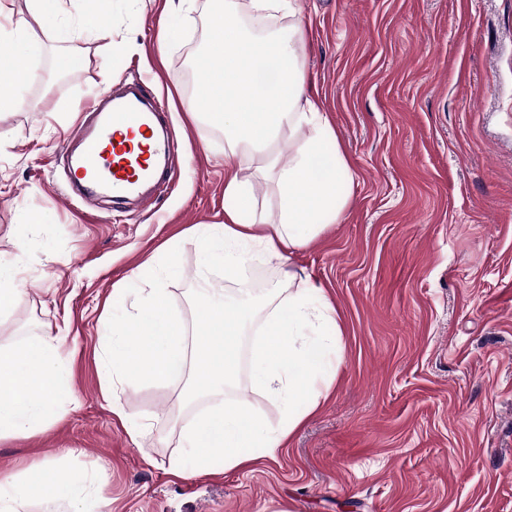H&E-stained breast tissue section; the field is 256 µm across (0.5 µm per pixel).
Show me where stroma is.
<instances>
[{
  "instance_id": "obj_1",
  "label": "stroma",
  "mask_w": 512,
  "mask_h": 512,
  "mask_svg": "<svg viewBox=\"0 0 512 512\" xmlns=\"http://www.w3.org/2000/svg\"><path fill=\"white\" fill-rule=\"evenodd\" d=\"M165 0H112L111 40L48 38L41 82L0 122V259L23 288L0 344L52 336L76 401L28 436L0 440V477L30 483L20 512H73L53 476L91 477L102 512H512V0H304L308 77L353 174L349 203L292 263L321 283L344 356L325 400L252 468L174 476L181 433L208 409L189 374L105 396L102 319L132 272L160 277L194 324L204 269L192 229L224 221V136L190 118L184 71L208 0L172 19ZM121 43L113 52L112 43ZM60 53L85 60L76 74ZM144 74L184 146L180 173L145 209L69 203L55 154L102 87ZM27 212L44 215L26 224ZM173 264L177 273L160 275ZM237 378L278 426L288 408ZM142 424L138 437L127 432Z\"/></svg>"
}]
</instances>
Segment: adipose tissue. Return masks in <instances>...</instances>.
<instances>
[{"instance_id": "ef3b65f1", "label": "adipose tissue", "mask_w": 512, "mask_h": 512, "mask_svg": "<svg viewBox=\"0 0 512 512\" xmlns=\"http://www.w3.org/2000/svg\"><path fill=\"white\" fill-rule=\"evenodd\" d=\"M62 2L29 0L26 16L0 24V43H8L13 54L9 74L0 78L1 113L19 107L24 89L39 80L33 63L47 50L45 34L68 38V27L59 23ZM281 15L288 18L287 28L268 31ZM305 23L303 0H224L215 6L207 18L206 50L196 63L203 88L186 103L192 119L224 135V150L215 156L224 165V221L195 227L200 260L220 265L225 280L234 283L252 261L275 265L284 299L262 316L248 298L210 289L189 331L173 315L163 289L154 287L127 317L103 319L112 338L104 360L111 379L165 384L189 358L193 392L213 401L184 436V451L171 468L178 477L209 474L217 457L225 468L236 469L274 456L328 397L334 361L343 355L336 312L323 285L286 257L340 221L351 182L336 133L307 79ZM285 130L304 138L284 155L272 144ZM258 181L274 187L277 210L258 207ZM258 316L263 322L253 349L252 383L288 398V415L275 429L250 413L245 401L224 402L226 389L235 385L242 338ZM74 400L52 340L0 345V438L48 426L62 404Z\"/></svg>"}]
</instances>
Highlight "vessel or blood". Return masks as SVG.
<instances>
[{
  "instance_id": "1",
  "label": "vessel or blood",
  "mask_w": 512,
  "mask_h": 512,
  "mask_svg": "<svg viewBox=\"0 0 512 512\" xmlns=\"http://www.w3.org/2000/svg\"><path fill=\"white\" fill-rule=\"evenodd\" d=\"M163 103L143 83L103 92L94 118L63 152L68 181L91 194L136 198L141 206L156 200L155 187L171 179L175 148L160 142Z\"/></svg>"
}]
</instances>
